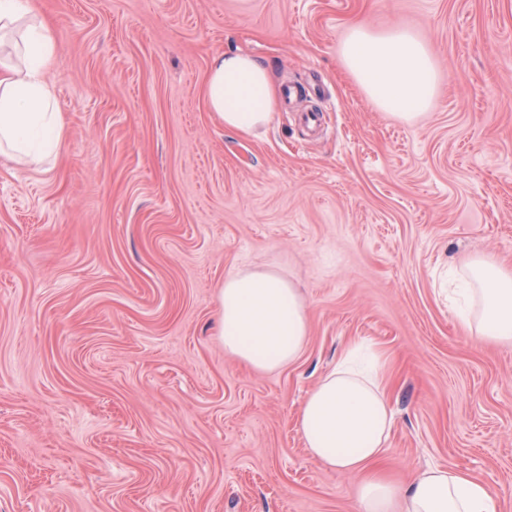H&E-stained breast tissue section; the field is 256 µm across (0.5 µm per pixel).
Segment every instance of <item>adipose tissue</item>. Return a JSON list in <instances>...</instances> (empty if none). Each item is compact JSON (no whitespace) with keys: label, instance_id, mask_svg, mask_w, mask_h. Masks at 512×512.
<instances>
[{"label":"adipose tissue","instance_id":"adipose-tissue-1","mask_svg":"<svg viewBox=\"0 0 512 512\" xmlns=\"http://www.w3.org/2000/svg\"><path fill=\"white\" fill-rule=\"evenodd\" d=\"M14 38L0 59V147L30 165L60 147L65 122L54 108L49 74L57 34L35 0H0V35ZM339 57L367 97L388 115L411 122L437 93L430 49L406 28L375 30L353 21ZM210 110L227 131L255 135L273 121L278 90L268 70L235 52L213 59L206 83ZM461 324L481 342L512 343V269L487 256L465 257ZM224 351L248 367L273 371L293 362L308 336L307 307L290 280L274 272L239 271L218 292ZM310 456L337 471L362 474L358 512H497L493 490L457 468L429 467L399 485L374 466L393 425L379 355L353 345L308 393L298 417Z\"/></svg>","mask_w":512,"mask_h":512}]
</instances>
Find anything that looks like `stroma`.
<instances>
[{"label":"stroma","instance_id":"obj_1","mask_svg":"<svg viewBox=\"0 0 512 512\" xmlns=\"http://www.w3.org/2000/svg\"><path fill=\"white\" fill-rule=\"evenodd\" d=\"M39 5L66 137L0 157V512H357L359 476L297 426L356 341L387 360V474L457 467L512 512V344L477 343L445 291L451 260L512 261V0ZM354 18L430 47L416 123L344 70ZM238 50L304 90L253 137L205 96ZM241 269L307 304L277 371L224 352L217 293Z\"/></svg>","mask_w":512,"mask_h":512}]
</instances>
